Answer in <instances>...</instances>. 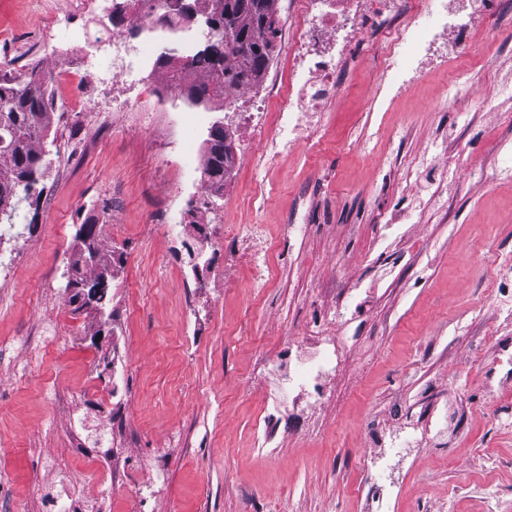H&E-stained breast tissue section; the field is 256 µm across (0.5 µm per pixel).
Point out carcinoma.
I'll return each mask as SVG.
<instances>
[{"mask_svg":"<svg viewBox=\"0 0 512 512\" xmlns=\"http://www.w3.org/2000/svg\"><path fill=\"white\" fill-rule=\"evenodd\" d=\"M121 0L109 16L112 27H122L132 36L145 28L172 26L184 19H207L212 29L205 31L203 45L182 56L176 70L169 68L165 46L156 59L169 83L175 85L188 101L209 103L224 98V91L258 82L268 68L271 50L261 20L256 18L251 2L236 0L234 43L224 38V0ZM55 104L44 72L35 64L16 70L0 63V226H12L15 212L25 203L38 202L36 185L46 170L45 144L49 138L51 114ZM206 159L201 181L213 188L207 196L218 199L224 188V173L231 154L224 151V122L212 124L206 140ZM104 225L90 218L77 232L82 252L68 263L75 276V287L83 289L87 304L105 313L112 301V281L100 266L87 263L83 250L94 246L103 261L112 260V250H104L101 239Z\"/></svg>","mask_w":512,"mask_h":512,"instance_id":"1","label":"carcinoma"}]
</instances>
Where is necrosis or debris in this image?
Wrapping results in <instances>:
<instances>
[{"label": "necrosis or debris", "instance_id": "1", "mask_svg": "<svg viewBox=\"0 0 512 512\" xmlns=\"http://www.w3.org/2000/svg\"><path fill=\"white\" fill-rule=\"evenodd\" d=\"M496 8L497 0H298L284 80L267 95L252 100L247 99L245 88L225 91L224 103L233 109L253 142L264 138L268 119H275V148L260 157L265 166L275 167L289 146L310 137L315 118L336 95L333 75L345 56L335 37L341 23L382 36L385 77L380 90L396 96L417 78L437 51L442 32L452 30L457 15L481 19L493 15ZM403 10L409 11V22L402 27L389 25V18ZM295 346V340H287L282 358L270 371L265 409L270 440L289 397L319 398L322 378L338 363L333 343L305 358L294 357Z\"/></svg>", "mask_w": 512, "mask_h": 512}]
</instances>
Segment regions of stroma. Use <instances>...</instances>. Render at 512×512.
<instances>
[{"label":"stroma","instance_id":"35a3bbf8","mask_svg":"<svg viewBox=\"0 0 512 512\" xmlns=\"http://www.w3.org/2000/svg\"><path fill=\"white\" fill-rule=\"evenodd\" d=\"M96 3L0 0V61L40 64L55 98L39 208L0 242V512H512V100L479 92L512 78V0L392 99L380 41L353 38L312 140L231 171L211 223L270 247L268 283L238 266L231 288L224 241L201 282L182 242L233 119L153 60L134 84L87 70ZM93 215L121 254L104 323L65 292ZM292 336L333 338L339 365L268 448L260 363ZM207 150L206 159L202 168L201 181L208 188H213L211 194H208L207 201L204 202L206 209L209 208L211 199H220L223 194L221 189L224 188V172H229L228 165L231 153L224 152V122L216 121L212 124L206 140ZM203 185L205 193L209 190ZM210 200V202H209Z\"/></svg>","mask_w":512,"mask_h":512}]
</instances>
